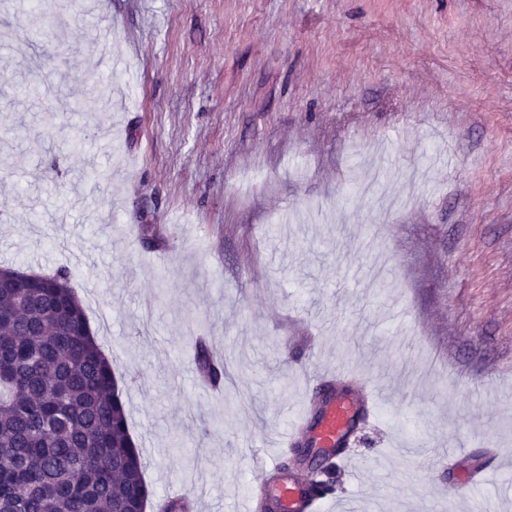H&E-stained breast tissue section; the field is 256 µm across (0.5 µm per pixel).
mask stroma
Listing matches in <instances>:
<instances>
[{
    "mask_svg": "<svg viewBox=\"0 0 512 512\" xmlns=\"http://www.w3.org/2000/svg\"><path fill=\"white\" fill-rule=\"evenodd\" d=\"M43 3L0 0V267L71 270L155 501L247 512L308 365L415 401L350 438L363 512H446L399 441L512 456V0ZM196 368L198 372L213 381L221 382L226 375L224 359L214 357L202 340L195 343Z\"/></svg>",
    "mask_w": 512,
    "mask_h": 512,
    "instance_id": "stroma-1",
    "label": "stroma"
}]
</instances>
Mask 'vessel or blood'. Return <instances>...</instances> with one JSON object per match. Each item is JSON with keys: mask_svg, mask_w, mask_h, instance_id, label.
Returning <instances> with one entry per match:
<instances>
[{"mask_svg": "<svg viewBox=\"0 0 512 512\" xmlns=\"http://www.w3.org/2000/svg\"><path fill=\"white\" fill-rule=\"evenodd\" d=\"M315 382L326 383L328 392L308 401L301 415L290 424L281 447H307L318 456H328L342 463L347 455L342 448L349 440L353 427L366 408H379L389 395L377 386H366L347 372L325 371L316 374ZM501 461L480 467L477 477L461 482L452 499L465 506L474 501L480 478L492 469L501 468ZM336 512H347L344 502H332L328 495L315 490L303 470L282 471L277 462L262 461L249 487L250 512H326L328 506Z\"/></svg>", "mask_w": 512, "mask_h": 512, "instance_id": "obj_1", "label": "vessel or blood"}]
</instances>
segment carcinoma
Masks as SVG:
<instances>
[{
	"mask_svg": "<svg viewBox=\"0 0 512 512\" xmlns=\"http://www.w3.org/2000/svg\"><path fill=\"white\" fill-rule=\"evenodd\" d=\"M71 280L0 267V512H146L125 391ZM195 350L198 372L222 381L224 359ZM311 483L333 492L332 463Z\"/></svg>",
	"mask_w": 512,
	"mask_h": 512,
	"instance_id": "cac0c4a2",
	"label": "carcinoma"
}]
</instances>
